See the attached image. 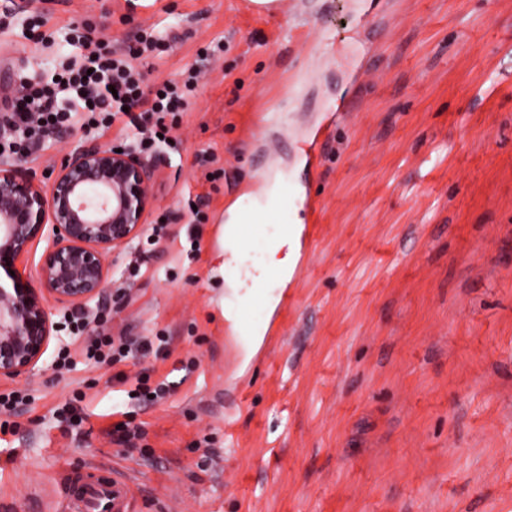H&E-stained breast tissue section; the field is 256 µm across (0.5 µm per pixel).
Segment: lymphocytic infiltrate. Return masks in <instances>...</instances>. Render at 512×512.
I'll list each match as a JSON object with an SVG mask.
<instances>
[{"label": "lymphocytic infiltrate", "instance_id": "f902f5d3", "mask_svg": "<svg viewBox=\"0 0 512 512\" xmlns=\"http://www.w3.org/2000/svg\"><path fill=\"white\" fill-rule=\"evenodd\" d=\"M77 44L81 54L52 82L20 77L14 97L0 111V153L27 155L30 144L76 123L85 112L123 120L125 128L135 130L142 149L170 143L166 117L184 106V92L193 88V80L181 85L167 81L154 90L131 62L111 56L90 37L78 36Z\"/></svg>", "mask_w": 512, "mask_h": 512}]
</instances>
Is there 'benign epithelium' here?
<instances>
[{"label":"benign epithelium","mask_w":512,"mask_h":512,"mask_svg":"<svg viewBox=\"0 0 512 512\" xmlns=\"http://www.w3.org/2000/svg\"><path fill=\"white\" fill-rule=\"evenodd\" d=\"M154 169L133 147L87 145L65 155L50 185L0 163V378L31 372L55 324L48 302L83 307L104 298L108 257L139 238L153 207ZM49 241L32 286L23 258Z\"/></svg>","instance_id":"1"}]
</instances>
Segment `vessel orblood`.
Returning <instances> with one entry per match:
<instances>
[{
    "mask_svg": "<svg viewBox=\"0 0 512 512\" xmlns=\"http://www.w3.org/2000/svg\"><path fill=\"white\" fill-rule=\"evenodd\" d=\"M63 512H130L126 485L95 468L63 496Z\"/></svg>",
    "mask_w": 512,
    "mask_h": 512,
    "instance_id": "b4317fda",
    "label": "vessel or blood"
}]
</instances>
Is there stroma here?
<instances>
[{"mask_svg": "<svg viewBox=\"0 0 512 512\" xmlns=\"http://www.w3.org/2000/svg\"><path fill=\"white\" fill-rule=\"evenodd\" d=\"M1 13L0 97L58 72L77 31L122 58L159 38L165 52L135 61L149 85L202 76L152 154L156 203L110 256L107 305H51L35 369L0 380L26 396L0 412V512H57L65 479L93 463L130 477L131 512H512V0H293L271 19L242 0H0ZM98 142L128 139L64 127L22 164L46 184ZM238 202L261 206L239 265L218 240ZM294 222L308 234L272 284L287 305L256 294L225 317ZM78 317L165 344L98 363ZM138 373L175 387L135 399ZM121 420L142 426L136 444L113 440Z\"/></svg>", "mask_w": 512, "mask_h": 512, "instance_id": "35a3bbf8", "label": "stroma"}]
</instances>
